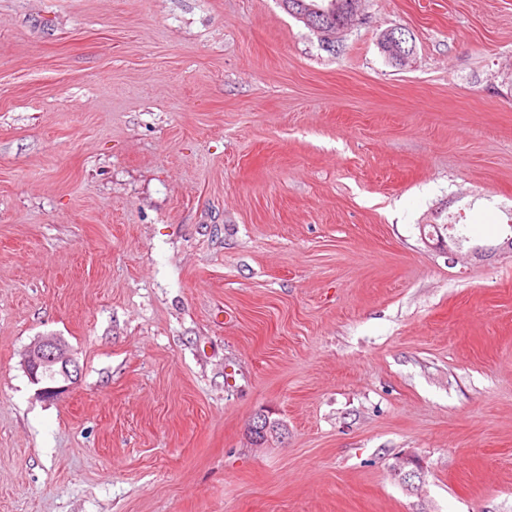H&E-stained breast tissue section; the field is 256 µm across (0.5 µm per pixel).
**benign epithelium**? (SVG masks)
<instances>
[{"mask_svg": "<svg viewBox=\"0 0 512 512\" xmlns=\"http://www.w3.org/2000/svg\"><path fill=\"white\" fill-rule=\"evenodd\" d=\"M326 10L317 9L315 14L306 20L309 28L328 40L336 39L337 33L346 29L357 15L352 10L347 14L346 19L339 25L334 26L323 19ZM382 42L389 44L398 62L407 63L414 53V46L409 44L405 33L395 29L387 30L382 37ZM24 368L35 384H41L50 377H60L63 384L60 386H48L40 388V392L47 398L57 397L66 390V383H76L78 366L72 358L69 346L58 338H44L35 342L27 350L24 358ZM253 430L259 432L263 441L278 439L282 436V424L272 420L267 415H260V420Z\"/></svg>", "mask_w": 512, "mask_h": 512, "instance_id": "7a95c632", "label": "benign epithelium"}]
</instances>
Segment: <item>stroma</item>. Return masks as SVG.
I'll list each match as a JSON object with an SVG mask.
<instances>
[{
    "mask_svg": "<svg viewBox=\"0 0 512 512\" xmlns=\"http://www.w3.org/2000/svg\"><path fill=\"white\" fill-rule=\"evenodd\" d=\"M510 237L512 0H0V512H512ZM356 0H283L282 2L294 15H313L310 19H307L306 16H303V20L308 24L309 28L322 36H324L327 40H334L338 35V31L341 32L346 29L353 21L357 15V11L349 10L352 8L353 4ZM334 2V3H333ZM319 7L323 9H314L315 14L310 11V8ZM330 7H334L337 12H339V16L346 12V19L338 25V29L333 24L326 22L323 19V16L326 14V10ZM289 12V13H290ZM290 13V14H291ZM383 43H388L393 54L399 63L406 64L414 53L413 44L409 45V40L405 37L403 31L395 29L387 30L382 37ZM381 42L384 52L387 53L384 44ZM24 368L34 384H41L45 378L61 377L64 383L60 386L41 387L40 392L47 398L57 397L71 384H75L78 366L72 358L69 346L58 338H44L35 342L27 350Z\"/></svg>",
    "mask_w": 512,
    "mask_h": 512,
    "instance_id": "1",
    "label": "stroma"
}]
</instances>
